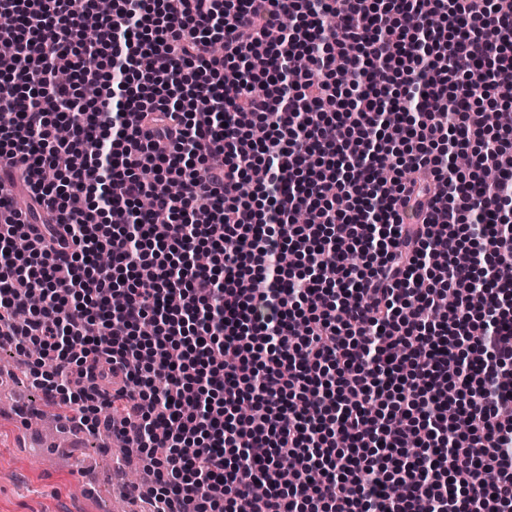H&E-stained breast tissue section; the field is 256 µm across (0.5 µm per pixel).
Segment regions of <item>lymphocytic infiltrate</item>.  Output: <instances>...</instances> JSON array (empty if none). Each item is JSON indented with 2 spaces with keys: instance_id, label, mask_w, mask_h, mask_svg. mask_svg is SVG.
Wrapping results in <instances>:
<instances>
[{
  "instance_id": "f902f5d3",
  "label": "lymphocytic infiltrate",
  "mask_w": 512,
  "mask_h": 512,
  "mask_svg": "<svg viewBox=\"0 0 512 512\" xmlns=\"http://www.w3.org/2000/svg\"><path fill=\"white\" fill-rule=\"evenodd\" d=\"M4 14L0 174L48 220L0 219V340L152 512H512V0Z\"/></svg>"
}]
</instances>
